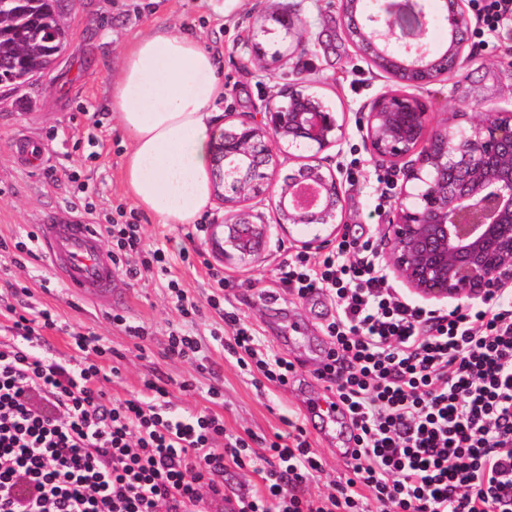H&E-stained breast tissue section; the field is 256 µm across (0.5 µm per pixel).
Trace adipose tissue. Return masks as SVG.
<instances>
[{"label": "adipose tissue", "instance_id": "adipose-tissue-1", "mask_svg": "<svg viewBox=\"0 0 512 512\" xmlns=\"http://www.w3.org/2000/svg\"><path fill=\"white\" fill-rule=\"evenodd\" d=\"M217 61L192 30L158 28L132 41L112 75V110L129 138L124 180L157 223L193 224L213 205Z\"/></svg>", "mask_w": 512, "mask_h": 512}]
</instances>
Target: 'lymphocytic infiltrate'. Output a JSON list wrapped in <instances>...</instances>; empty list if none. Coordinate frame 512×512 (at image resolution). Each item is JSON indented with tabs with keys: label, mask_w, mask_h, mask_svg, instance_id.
<instances>
[{
	"label": "lymphocytic infiltrate",
	"mask_w": 512,
	"mask_h": 512,
	"mask_svg": "<svg viewBox=\"0 0 512 512\" xmlns=\"http://www.w3.org/2000/svg\"><path fill=\"white\" fill-rule=\"evenodd\" d=\"M128 279L167 278L183 318L201 305L172 274L187 248L147 245L132 222L98 225ZM377 239L342 236L319 257L300 250L278 268L289 295L328 297L329 351L316 370L350 420L355 447L346 475L312 494L323 460L300 416L272 438L227 432L207 408L170 410L169 381H142L117 399L103 387L112 349L91 331L67 329L73 357L37 353L50 310L18 311L0 298V512H512V295L497 291L448 311L419 306L387 278ZM208 305L228 329L240 368L283 388L296 373L257 330L227 310L217 270ZM251 466L254 491L224 492L230 468Z\"/></svg>",
	"instance_id": "obj_1"
}]
</instances>
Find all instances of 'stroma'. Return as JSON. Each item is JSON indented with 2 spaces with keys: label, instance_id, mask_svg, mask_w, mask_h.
Here are the masks:
<instances>
[{
  "label": "stroma",
  "instance_id": "obj_1",
  "mask_svg": "<svg viewBox=\"0 0 512 512\" xmlns=\"http://www.w3.org/2000/svg\"><path fill=\"white\" fill-rule=\"evenodd\" d=\"M284 17L289 26L281 25ZM63 20L68 40L52 69L18 89L0 87V238L24 234L65 209L85 223L101 224L121 205L134 212L146 243H186L185 226L156 223L127 194L122 168L129 141L112 115V72L123 49L160 26L199 32L217 56L224 97L216 105L215 130L263 105H280L283 92L297 83L338 112L347 139L342 148L323 151L322 158L327 166L340 164L355 172L343 181L342 229L354 236L382 237L391 214L376 210L380 180L394 173L371 163L360 121L389 82L348 41L337 20L336 0H242L222 19L212 15L207 0H64ZM258 51L265 55L267 70L252 64ZM466 51L474 61L457 80L422 90L431 113L439 117L463 103L512 108V49L474 32ZM19 136L42 146L54 178L16 159L13 145ZM311 237L300 226L278 230L258 259L228 264L211 254L201 234L187 243L191 265L179 262L173 268L188 297L200 302L215 287L207 268L223 272L224 291L235 311L253 324L272 353L295 362L297 373L285 388L256 389L251 376L211 338V331L222 326L215 315H203L191 326L205 340L212 370L168 358V333L183 319L161 277L136 282L117 275L115 302L107 311L75 300L50 273L43 255L25 258L19 266L11 255H0V271L29 286L32 306L50 310L59 323L91 328L120 353V373L105 385L110 396L139 395L143 379L157 372L171 380L173 411L186 414L204 409L207 389L218 382L227 431L269 436L284 430L285 417L328 396L314 373L328 347L323 327L335 308L325 297L298 300L286 295L277 275L285 251L300 249ZM115 312L147 328L142 347L113 326L110 316ZM185 380L193 381L194 390L182 389ZM313 440L324 459V473L310 487L316 494L344 475L346 467L337 461L336 451L345 447L346 436L334 431Z\"/></svg>",
  "mask_w": 512,
  "mask_h": 512
}]
</instances>
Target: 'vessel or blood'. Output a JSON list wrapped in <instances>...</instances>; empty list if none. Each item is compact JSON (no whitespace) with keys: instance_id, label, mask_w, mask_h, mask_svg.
Segmentation results:
<instances>
[{"instance_id":"b4317fda","label":"vessel or blood","mask_w":512,"mask_h":512,"mask_svg":"<svg viewBox=\"0 0 512 512\" xmlns=\"http://www.w3.org/2000/svg\"><path fill=\"white\" fill-rule=\"evenodd\" d=\"M37 236L54 277L72 294L111 306L117 269L91 225L61 216L55 223L38 225Z\"/></svg>"}]
</instances>
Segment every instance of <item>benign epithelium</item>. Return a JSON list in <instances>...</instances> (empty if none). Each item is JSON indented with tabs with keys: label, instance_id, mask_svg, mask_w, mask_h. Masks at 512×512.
<instances>
[{
	"label": "benign epithelium",
	"instance_id": "7a95c632",
	"mask_svg": "<svg viewBox=\"0 0 512 512\" xmlns=\"http://www.w3.org/2000/svg\"><path fill=\"white\" fill-rule=\"evenodd\" d=\"M448 42L428 41L426 0H337L347 35L397 91L380 94L360 126L371 161L405 163L382 261L425 299L468 301L512 284V109L460 107L431 124L417 91L457 74L467 60L470 21L465 0H439ZM344 124L316 94L291 86L284 101L224 128L213 144V167L224 191V259L260 254L272 225L247 202L266 195L276 224L331 228L342 224L343 180L319 154L341 145ZM313 151L306 164L273 179L278 149Z\"/></svg>",
	"mask_w": 512,
	"mask_h": 512
}]
</instances>
